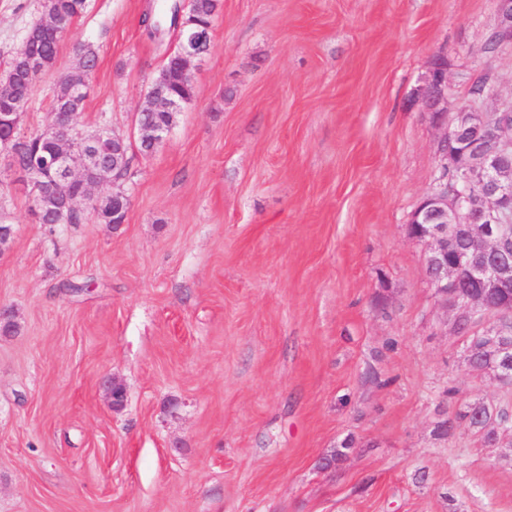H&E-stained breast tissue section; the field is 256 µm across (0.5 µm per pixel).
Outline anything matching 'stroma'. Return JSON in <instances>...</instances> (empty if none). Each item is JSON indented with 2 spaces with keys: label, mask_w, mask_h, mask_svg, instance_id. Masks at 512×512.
<instances>
[{
  "label": "stroma",
  "mask_w": 512,
  "mask_h": 512,
  "mask_svg": "<svg viewBox=\"0 0 512 512\" xmlns=\"http://www.w3.org/2000/svg\"><path fill=\"white\" fill-rule=\"evenodd\" d=\"M163 5L88 0L20 121L46 128L90 47L77 129L127 141L125 222L39 223L0 179V512H512V440L438 430L512 388L469 370L407 227L439 175L441 131L408 105L430 58L449 111L487 71L484 109L512 103L494 0H220L195 96L144 154ZM40 16L0 0V70ZM87 60L86 51L85 48L82 47L77 52V62L76 66L77 68H82L85 65V62ZM96 66V55L95 53L90 49L89 52V58L86 62V66L84 71L79 72H73L70 75L67 76L64 80L61 81L58 90L56 91V94L53 98V110L55 111L60 105L65 106L70 103L69 99V88L72 82L74 81H81L83 79H88L91 76V73L93 69Z\"/></svg>",
  "instance_id": "obj_1"
}]
</instances>
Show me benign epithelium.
Returning a JSON list of instances; mask_svg holds the SVG:
<instances>
[{
  "label": "benign epithelium",
  "mask_w": 512,
  "mask_h": 512,
  "mask_svg": "<svg viewBox=\"0 0 512 512\" xmlns=\"http://www.w3.org/2000/svg\"><path fill=\"white\" fill-rule=\"evenodd\" d=\"M65 25L47 12L25 36L18 54L25 51L31 37ZM172 30L182 40L184 75L192 76L193 62L201 57L200 48L212 42L211 27ZM492 50L512 49V0H495V27ZM492 82L484 81L470 104L448 117L451 84L448 63L443 54L434 56L413 104L429 113L433 124L443 133L439 142L441 175L438 186L412 211L408 224L410 235L427 246L426 269L440 302L457 312L481 315V323L469 328L454 320L456 334L471 342L489 340L502 366L497 374L501 383H512V251L505 242L512 241V105L494 112L482 108ZM145 109L177 107L164 90L149 85ZM12 132L0 135V154L7 170L18 172L31 189L40 210L46 199L57 204L59 222L82 213L80 204L89 202L99 208L104 201L116 211L128 210L130 200L123 191L96 196L88 189L74 194L71 186L82 179L84 167L97 162L99 143L113 137L101 128L86 135L75 132L77 117L71 112H54L53 121L43 130L49 149L39 159L19 163L18 143L25 140L19 131L20 113H13ZM464 240L467 248L448 259V241ZM112 409L124 406L126 393L116 379L104 382Z\"/></svg>",
  "instance_id": "7a95c632"
}]
</instances>
